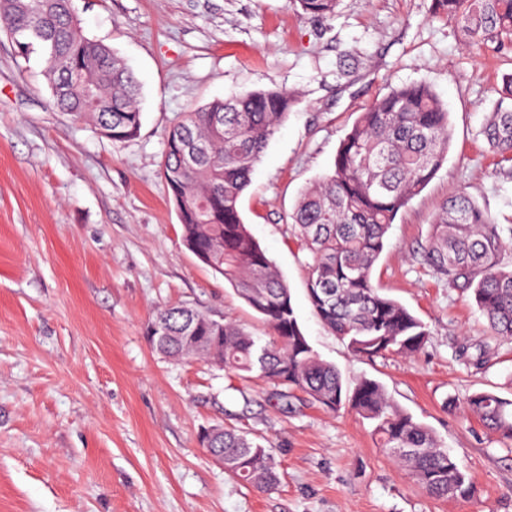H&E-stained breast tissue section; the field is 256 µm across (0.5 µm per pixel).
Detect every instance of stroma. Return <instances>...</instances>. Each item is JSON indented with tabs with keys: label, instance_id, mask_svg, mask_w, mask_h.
<instances>
[{
	"label": "stroma",
	"instance_id": "35a3bbf8",
	"mask_svg": "<svg viewBox=\"0 0 512 512\" xmlns=\"http://www.w3.org/2000/svg\"><path fill=\"white\" fill-rule=\"evenodd\" d=\"M82 32L142 84L131 140L59 112L39 54L0 31V512H512V441L467 398L512 399V341L470 292L421 259L442 202L469 194L512 237V165L481 134L512 54L464 47L432 0H340L320 23L288 0H74ZM423 82L447 104L448 158L392 224L373 279L430 331L416 356L355 355L314 314L310 253L291 214L331 172L360 112L389 87ZM285 89L294 104L256 164L241 209L289 286L310 344L344 382L379 381L429 428L472 483L428 496L379 448L372 423L203 360L171 361L146 336L158 307L187 306L270 329L182 243L161 174L165 132L214 99ZM239 430L271 449L267 491L235 479L201 444Z\"/></svg>",
	"mask_w": 512,
	"mask_h": 512
}]
</instances>
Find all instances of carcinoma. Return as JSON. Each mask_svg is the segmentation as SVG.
I'll list each match as a JSON object with an SVG mask.
<instances>
[{
    "label": "carcinoma",
    "instance_id": "carcinoma-1",
    "mask_svg": "<svg viewBox=\"0 0 512 512\" xmlns=\"http://www.w3.org/2000/svg\"><path fill=\"white\" fill-rule=\"evenodd\" d=\"M433 15L453 23L465 46L504 55L512 49V0H432ZM316 20L336 16L339 0H290ZM6 33L27 57L40 52L42 75L56 107L116 142L141 128L140 84L104 42L85 36L73 0H0ZM287 90H254L215 99L185 113L165 135L162 172L179 213L182 239L221 275L273 331L265 343L229 321L165 306L151 323L178 340L165 358L199 360L247 378L256 372L285 391H300L328 410L348 407L374 424L398 465L435 499L470 493L448 449L427 427L394 407L382 386L364 378L344 386L336 367L315 352L295 314L287 283L251 234L240 199L257 162L288 117ZM481 134L512 164V73ZM448 108L426 83L393 86L354 122L336 151L332 173L299 197L292 214L301 245L312 254L307 295L320 321L350 350L374 358L410 357L429 340L427 326L373 283L372 271L397 214L447 159ZM506 242L493 218L467 194L449 197L436 213L423 261L472 291L495 335L512 341V269L502 267ZM482 424L512 440V400L477 392L466 401ZM201 440L224 471L257 488L278 482L271 450L235 429L203 431Z\"/></svg>",
    "mask_w": 512,
    "mask_h": 512
}]
</instances>
